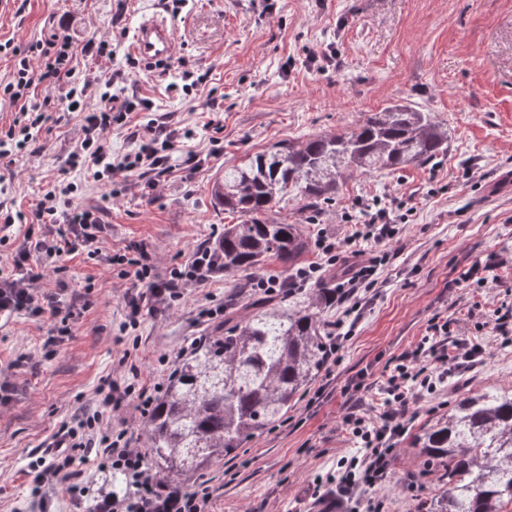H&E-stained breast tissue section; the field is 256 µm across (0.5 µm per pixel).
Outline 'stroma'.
<instances>
[{
    "label": "stroma",
    "mask_w": 512,
    "mask_h": 512,
    "mask_svg": "<svg viewBox=\"0 0 512 512\" xmlns=\"http://www.w3.org/2000/svg\"><path fill=\"white\" fill-rule=\"evenodd\" d=\"M167 14L164 0H8L0 8V40L27 50L44 33L65 30L75 45L117 39L112 60L80 68L104 76L125 71L128 92L150 98L172 127L189 131L176 158L199 155L198 169H176L156 190L127 173L112 179L114 196L99 257L69 256L63 272L46 269L37 294L58 293L73 309L69 336L46 340L59 316L13 315L0 323V380L13 386L0 404V512H83L71 491L97 495L105 476L99 451H76L66 478L37 488L33 462L63 424L99 409L97 390L138 377L141 386L167 385L162 355L194 338L214 335L219 322L203 317L207 296L245 310L255 290L234 295L231 278L214 275L184 288L173 307L144 305L135 335L120 340L131 280L106 255L138 246L160 275L211 243L237 215L217 204L212 188L225 167L282 140L341 133L396 101L433 113L448 128V152L436 163L403 171L355 173L329 208L301 210L296 198L273 208L271 219L302 224L311 240L342 238L344 214H360L378 199L412 216L401 243L387 247L380 288L358 312L355 334L324 364L280 422L199 471L209 512H329L341 460L359 449L342 425L357 411H382L380 385L399 357L415 348L435 317L455 319L454 336L484 349L473 370L449 373L416 406L385 479L371 494L383 512H424L437 475L413 442L419 429L446 413L460 395L512 389V335L486 328L498 308L512 309V0H187L175 24V50L166 67L126 68L130 36L143 16ZM333 53L323 71L310 54ZM206 75L196 95L169 91L183 65ZM81 134L77 114H59L11 167L0 203L32 214L56 181L83 180L66 162ZM504 259L497 282L462 281L476 260ZM85 301H77L82 285Z\"/></svg>",
    "instance_id": "1"
}]
</instances>
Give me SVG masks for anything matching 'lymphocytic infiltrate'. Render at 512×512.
<instances>
[{"mask_svg": "<svg viewBox=\"0 0 512 512\" xmlns=\"http://www.w3.org/2000/svg\"><path fill=\"white\" fill-rule=\"evenodd\" d=\"M95 60L113 56L112 44L106 39H91L82 49H75L68 34L53 31L44 39L31 44L26 55L16 58L8 82L0 83V98L9 101L18 111L8 129L0 130V159L12 160L36 142L49 120L41 105L33 100L36 88L52 91L65 87L59 103L69 112L83 115L82 136L70 151L67 161L71 167L83 169L92 184L110 183L118 172L163 176L173 170L178 129L152 116L150 100L130 95L125 87L122 70L103 77L95 71H78V56ZM129 129L131 150L113 153L106 138L112 129ZM76 183L54 186L45 193L33 219L41 224L40 232H27L24 242L13 258L11 268L0 269V316L8 317L25 312L33 316L44 310L60 313L54 296H37L34 283L40 281L47 265L67 252L99 253L98 237L103 229L107 206L72 208L71 200L78 191ZM365 219L353 225L342 239L318 240L317 247L329 264L347 265V272L336 282L339 303L360 308L362 300L377 285L376 272L380 258L361 263L364 246L374 248L401 242L407 219L405 215L373 203L365 208ZM109 265L121 268L123 278L143 288L142 300H129V311L118 326L126 336L139 326L143 300L159 301L172 306L183 297L190 284H205L216 271L217 261L211 250H193L186 261L159 277L144 250L135 254L116 253L108 257ZM449 321H431L427 334L415 349L404 353L398 364L387 374L382 387L383 409L377 418L348 412L342 424L361 445V454L343 460V476L337 491L348 496L353 488L375 487L384 477L389 456L405 434L413 416L411 411L422 392H434L436 376L431 362H455L458 369L467 370L481 353L478 345L458 338L452 347L438 345V337L448 335ZM98 394L103 409H120L129 398H137L141 413H148L153 399L137 392L134 383H108ZM102 409V411H103ZM102 411L83 416L59 432L65 446L58 449L51 462L37 470L36 484L58 481L72 463L71 449L98 444L112 468L128 474L134 488L133 496L112 500L103 498L98 512H208L210 493L207 484H199L188 492L167 491L145 462L144 450L136 437L127 432H113L103 421Z\"/></svg>", "mask_w": 512, "mask_h": 512, "instance_id": "1", "label": "lymphocytic infiltrate"}]
</instances>
